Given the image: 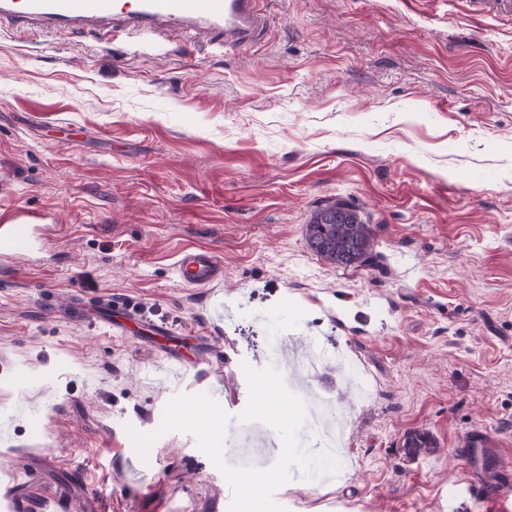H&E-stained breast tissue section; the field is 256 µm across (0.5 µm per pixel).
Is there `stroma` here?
Segmentation results:
<instances>
[{"label": "stroma", "instance_id": "1", "mask_svg": "<svg viewBox=\"0 0 512 512\" xmlns=\"http://www.w3.org/2000/svg\"><path fill=\"white\" fill-rule=\"evenodd\" d=\"M256 43L145 47L0 23V209L53 215L0 259V486L28 512H228L191 435L137 454L165 403L248 400L242 362L326 351L310 384L346 422L340 479L294 473L288 512H502L453 455H512V18L463 0H262ZM378 225L379 267L307 244L334 200ZM224 266L184 285L181 251ZM79 297L82 311L71 307ZM231 317L213 321V301ZM128 308L105 323L99 306ZM180 375L166 373L169 358ZM427 433L430 455L403 453Z\"/></svg>", "mask_w": 512, "mask_h": 512}]
</instances>
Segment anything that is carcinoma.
<instances>
[{"label": "carcinoma", "mask_w": 512, "mask_h": 512, "mask_svg": "<svg viewBox=\"0 0 512 512\" xmlns=\"http://www.w3.org/2000/svg\"><path fill=\"white\" fill-rule=\"evenodd\" d=\"M308 245L336 267H377L381 254L375 250L377 226L366 224L356 209L343 200L317 209L306 225Z\"/></svg>", "instance_id": "1"}]
</instances>
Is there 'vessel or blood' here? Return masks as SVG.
I'll return each instance as SVG.
<instances>
[{"instance_id":"obj_1","label":"vessel or blood","mask_w":512,"mask_h":512,"mask_svg":"<svg viewBox=\"0 0 512 512\" xmlns=\"http://www.w3.org/2000/svg\"><path fill=\"white\" fill-rule=\"evenodd\" d=\"M260 0H0V20L6 19L31 30L58 28L94 32L101 40L139 37L152 42L162 28H177L194 35H207L227 46L250 44L264 28L266 18ZM51 215L17 205L0 212V254L25 255L34 251V225L50 221ZM176 275L186 285L209 288L224 279V268L209 251L182 255ZM455 454L470 469L489 467L494 481L482 482L474 490L485 502H502L512 497V463L504 449L484 445L475 434Z\"/></svg>"}]
</instances>
